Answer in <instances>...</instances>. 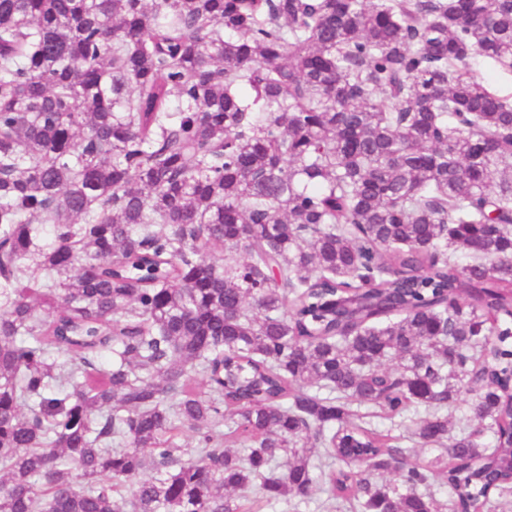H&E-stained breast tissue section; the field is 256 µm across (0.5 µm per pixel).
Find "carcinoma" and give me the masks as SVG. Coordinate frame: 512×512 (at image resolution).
<instances>
[{
  "label": "carcinoma",
  "mask_w": 512,
  "mask_h": 512,
  "mask_svg": "<svg viewBox=\"0 0 512 512\" xmlns=\"http://www.w3.org/2000/svg\"><path fill=\"white\" fill-rule=\"evenodd\" d=\"M474 54L512 77V0H0V512L512 495V95Z\"/></svg>",
  "instance_id": "carcinoma-1"
}]
</instances>
